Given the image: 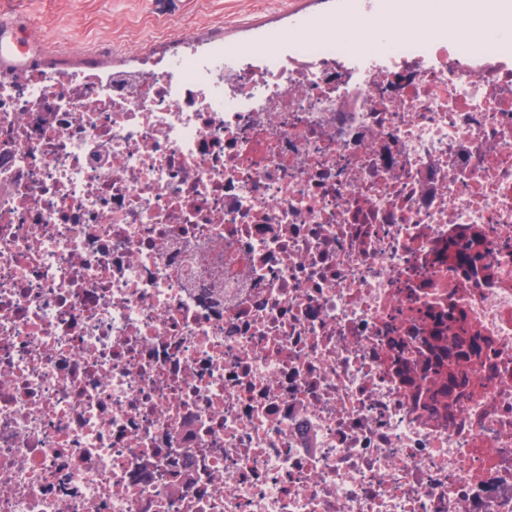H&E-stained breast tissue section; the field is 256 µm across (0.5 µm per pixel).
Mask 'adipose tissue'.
I'll return each mask as SVG.
<instances>
[{
  "mask_svg": "<svg viewBox=\"0 0 512 512\" xmlns=\"http://www.w3.org/2000/svg\"><path fill=\"white\" fill-rule=\"evenodd\" d=\"M432 9L452 23L461 17L468 19V26L457 31V44L461 50L470 51L482 47L483 34L512 11V0H497L493 5L486 0H411L406 7L407 12L414 14Z\"/></svg>",
  "mask_w": 512,
  "mask_h": 512,
  "instance_id": "1",
  "label": "adipose tissue"
}]
</instances>
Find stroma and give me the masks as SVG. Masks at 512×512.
<instances>
[{"label": "stroma", "instance_id": "stroma-1", "mask_svg": "<svg viewBox=\"0 0 512 512\" xmlns=\"http://www.w3.org/2000/svg\"><path fill=\"white\" fill-rule=\"evenodd\" d=\"M358 8L357 0H0V14L30 29L26 63L49 71L132 65L187 38L258 45L270 33L295 37L297 21Z\"/></svg>", "mask_w": 512, "mask_h": 512}]
</instances>
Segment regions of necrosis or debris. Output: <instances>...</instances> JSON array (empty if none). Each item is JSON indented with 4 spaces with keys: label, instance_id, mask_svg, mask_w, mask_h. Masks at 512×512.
Segmentation results:
<instances>
[{
    "label": "necrosis or debris",
    "instance_id": "necrosis-or-debris-1",
    "mask_svg": "<svg viewBox=\"0 0 512 512\" xmlns=\"http://www.w3.org/2000/svg\"><path fill=\"white\" fill-rule=\"evenodd\" d=\"M0 78V512H512V17Z\"/></svg>",
    "mask_w": 512,
    "mask_h": 512
}]
</instances>
